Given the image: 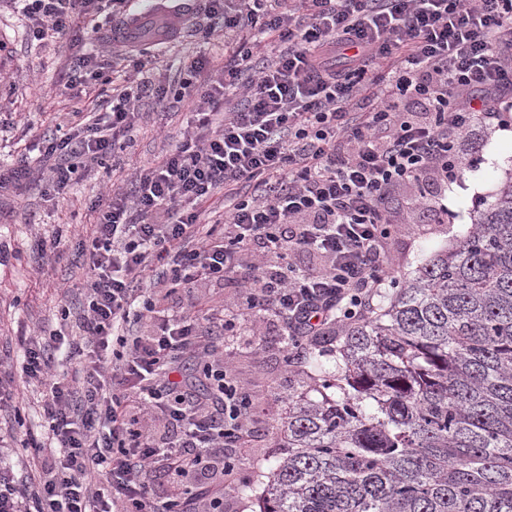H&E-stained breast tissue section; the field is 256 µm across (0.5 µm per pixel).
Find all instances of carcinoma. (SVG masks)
Instances as JSON below:
<instances>
[{
    "mask_svg": "<svg viewBox=\"0 0 512 512\" xmlns=\"http://www.w3.org/2000/svg\"><path fill=\"white\" fill-rule=\"evenodd\" d=\"M332 343L343 365L289 400L259 512H512V179Z\"/></svg>",
    "mask_w": 512,
    "mask_h": 512,
    "instance_id": "obj_1",
    "label": "carcinoma"
}]
</instances>
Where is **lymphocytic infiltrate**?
Here are the masks:
<instances>
[{"label": "lymphocytic infiltrate", "mask_w": 512, "mask_h": 512, "mask_svg": "<svg viewBox=\"0 0 512 512\" xmlns=\"http://www.w3.org/2000/svg\"><path fill=\"white\" fill-rule=\"evenodd\" d=\"M10 2L31 38L73 49L69 85L102 79L98 53L78 48L94 30L75 29L128 0ZM205 11L240 35L222 68L188 59L175 87L146 74L140 52H122L136 80L107 111L44 139L50 169L0 173L1 192L37 184L59 200L78 166L125 150L143 99L191 112L173 150L98 204L92 237L39 242L54 258L69 248L87 270L83 314L78 335L25 345L18 375L45 389L44 432L0 433V512H224L213 475L235 474L257 408L224 359L236 309L275 318L290 350L364 319L396 279L390 193L406 188L408 205L443 223L438 198L461 175V141L512 112L492 95L512 85V0H205ZM269 48L273 59L256 65ZM243 181L253 194H237ZM302 255L320 268L301 269ZM204 281L237 288L219 336L191 311L159 314L173 287L189 295ZM143 320L149 334L126 335ZM188 359L206 392L184 373ZM149 422L168 431L165 448ZM21 447L47 457L16 469ZM154 481L175 494L155 498Z\"/></svg>", "instance_id": "f902f5d3"}]
</instances>
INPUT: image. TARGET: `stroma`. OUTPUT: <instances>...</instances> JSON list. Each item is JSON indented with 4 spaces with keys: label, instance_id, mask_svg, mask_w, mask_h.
<instances>
[{
    "label": "stroma",
    "instance_id": "stroma-1",
    "mask_svg": "<svg viewBox=\"0 0 512 512\" xmlns=\"http://www.w3.org/2000/svg\"><path fill=\"white\" fill-rule=\"evenodd\" d=\"M206 24V17L197 13L175 40L161 44L145 33L136 44L156 55L162 79H175L180 61L203 53L220 63L225 50L234 46L231 35L203 41L198 30ZM67 79V61L53 48L29 40L8 0H0V166L37 158L43 132L74 122L77 105L89 107L111 96L110 85L95 82L69 90ZM187 120L182 103L164 110L144 106L119 168L78 169L69 194L59 202L46 199L36 188L20 197L0 195V359L19 364L21 336L76 324L81 315L85 269L73 267L65 256L48 263L36 245L37 237L90 233L97 220L95 202L111 198L113 189L125 186L128 173L171 150ZM463 163L460 180L448 186L447 223H430L425 210L393 204L388 254L399 278L413 276L419 266L455 245L512 176V118L503 127L476 129ZM261 323L266 332L263 350L255 349L252 324L246 321L228 355L237 380L255 395L262 412L238 475L224 480V512H259L255 498L280 457L277 426L288 411L289 395L299 391L310 369L304 354L286 365L276 322L265 317ZM18 388L20 407L0 410V428L22 436L40 429V389L23 382Z\"/></svg>",
    "mask_w": 512,
    "mask_h": 512
}]
</instances>
